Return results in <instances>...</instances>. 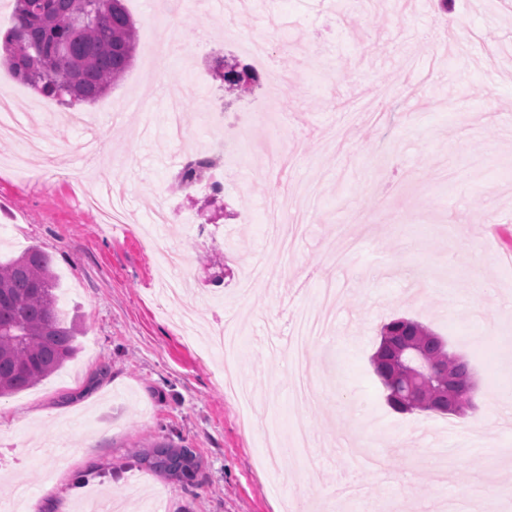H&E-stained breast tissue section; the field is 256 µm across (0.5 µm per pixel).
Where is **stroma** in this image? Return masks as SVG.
<instances>
[{"instance_id": "1", "label": "stroma", "mask_w": 512, "mask_h": 512, "mask_svg": "<svg viewBox=\"0 0 512 512\" xmlns=\"http://www.w3.org/2000/svg\"><path fill=\"white\" fill-rule=\"evenodd\" d=\"M139 40L114 88L81 105L87 123L45 126L50 101L0 65L30 139L44 148L39 177L14 171L17 150L0 141V261L31 246L52 257L59 311L76 319L77 353L33 387L0 398V500L31 488L32 512H75L89 493L154 512H512V416L494 401L512 392V0H413L399 13L377 0H195L180 11L181 43L163 69L150 56L158 0H125ZM212 38L196 39L202 28ZM267 41L277 87L228 92L206 58L253 64L249 43ZM407 74L408 80L395 78ZM184 107L223 110L228 132L263 110L288 140L280 178L264 145L224 171L226 207L215 217L203 193L174 185L179 156L168 138L164 93ZM97 135L98 173H62L58 143L78 149ZM124 184L125 222L102 223L84 198L96 177ZM317 199L288 254L267 261L247 297L238 282L271 249L268 197L305 183ZM192 220L219 219L224 241L196 240L155 221L159 198ZM467 226L469 249L449 243ZM185 254L168 299L155 275L158 245ZM224 280L212 283L214 263ZM330 315L310 361L319 400L293 401L292 312ZM408 317L469 359L474 406L457 417L386 403L370 362L384 323ZM242 346L238 378L254 402L241 408L217 374L209 344L217 323ZM304 425L300 458L268 457L261 435ZM166 437L194 449L195 478L179 482L139 468L141 446ZM445 453H438L437 445ZM477 496L456 501L459 483Z\"/></svg>"}]
</instances>
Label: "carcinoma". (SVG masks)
Masks as SVG:
<instances>
[{
  "mask_svg": "<svg viewBox=\"0 0 512 512\" xmlns=\"http://www.w3.org/2000/svg\"><path fill=\"white\" fill-rule=\"evenodd\" d=\"M109 16L96 13L92 0H15V25L6 31L0 50L14 78L39 93L72 105L92 103L107 94L131 67L137 44L136 21L122 0ZM238 71L224 73V84L240 94L259 82L250 66L233 62ZM211 161L186 164L175 180L179 187L207 177ZM52 258L32 246L0 262V398L32 387L74 357L77 329L60 316ZM411 347L437 372L453 371L472 378L467 359L451 353L440 336L422 323L397 317L381 329L372 365L398 412L415 410L454 414L451 407L469 398L450 393L432 377L423 385L419 402L408 404L403 394L407 379L393 373L394 353ZM140 465L178 481L194 476L200 467L196 453L171 441L150 442L138 454Z\"/></svg>",
  "mask_w": 512,
  "mask_h": 512,
  "instance_id": "cac0c4a2",
  "label": "carcinoma"
}]
</instances>
